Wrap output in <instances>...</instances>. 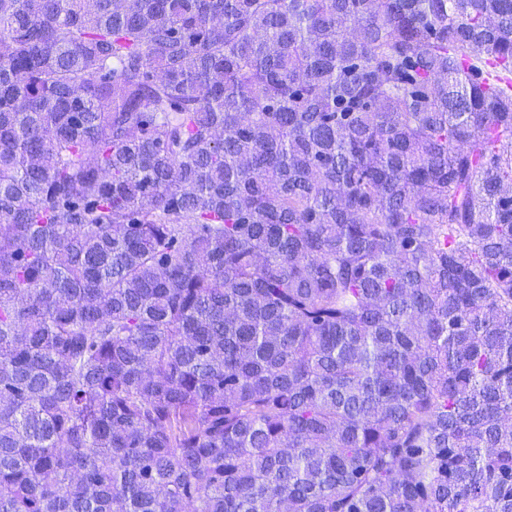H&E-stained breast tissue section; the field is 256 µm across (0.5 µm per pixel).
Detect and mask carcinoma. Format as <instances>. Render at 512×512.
I'll return each instance as SVG.
<instances>
[{
    "mask_svg": "<svg viewBox=\"0 0 512 512\" xmlns=\"http://www.w3.org/2000/svg\"><path fill=\"white\" fill-rule=\"evenodd\" d=\"M512 0H0V512H512Z\"/></svg>",
    "mask_w": 512,
    "mask_h": 512,
    "instance_id": "1",
    "label": "carcinoma"
}]
</instances>
